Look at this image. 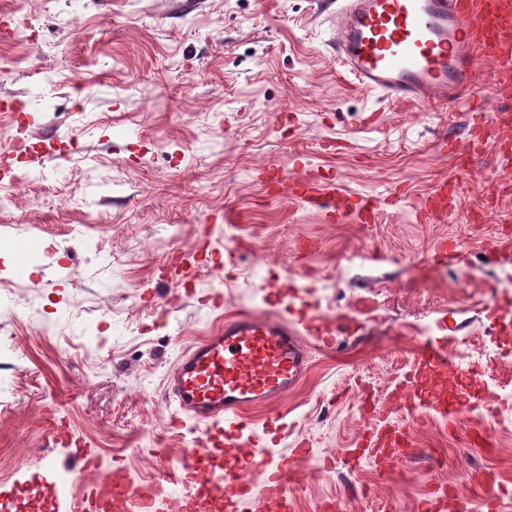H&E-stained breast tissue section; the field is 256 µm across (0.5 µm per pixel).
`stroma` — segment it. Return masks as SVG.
Returning <instances> with one entry per match:
<instances>
[{"instance_id": "1", "label": "stroma", "mask_w": 512, "mask_h": 512, "mask_svg": "<svg viewBox=\"0 0 512 512\" xmlns=\"http://www.w3.org/2000/svg\"><path fill=\"white\" fill-rule=\"evenodd\" d=\"M335 8L323 0H0V104L27 121L21 146L42 164H13L25 185L0 203V482L23 483L42 457L68 499L81 493L73 447L47 417L93 448L99 472L120 462L147 485L197 433L170 428L163 398L177 357L219 314L288 303L353 318L336 349L313 353L306 380L251 417L287 416L281 443L311 454L291 485L295 512H471L496 491L512 512V200L490 207L476 175L512 170L498 135L468 152L466 101L427 109L383 101L336 60ZM342 175L349 193L411 201L374 223L327 222L279 185ZM442 182L454 209L432 224L416 205ZM78 207H70V200ZM453 242L458 260L425 256ZM234 246L233 277L207 265ZM222 294V312L202 300ZM459 339L457 372L429 378L445 410L393 403L418 344ZM494 369L473 378L477 363ZM406 432L402 463L354 458L366 423Z\"/></svg>"}]
</instances>
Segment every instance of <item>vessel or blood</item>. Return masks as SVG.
I'll return each instance as SVG.
<instances>
[{
  "label": "vessel or blood",
  "mask_w": 512,
  "mask_h": 512,
  "mask_svg": "<svg viewBox=\"0 0 512 512\" xmlns=\"http://www.w3.org/2000/svg\"><path fill=\"white\" fill-rule=\"evenodd\" d=\"M336 58L359 87L391 102L445 106L485 80L497 96L511 99L512 0H340ZM480 58L490 63L489 73L477 70ZM470 120L476 128L512 125V115L479 105L471 107ZM290 187L329 222L348 213L363 224L375 220L374 202L352 199L343 181L325 190L307 181ZM453 201L442 187L417 213L429 223ZM335 334L334 320L309 312L295 319L280 310L225 319L181 353L166 380L167 398L204 435L168 474L182 493L157 496L154 485L134 484L115 467L86 485L78 512H292L288 485L297 461L310 451L300 447L289 457L256 452L246 433L247 411L297 387L313 351L333 349ZM452 357V349L423 344L415 368L444 371ZM54 468L48 458L26 485L1 484L0 512H20L31 489L38 512H59L60 490L46 478Z\"/></svg>",
  "instance_id": "obj_1"
}]
</instances>
